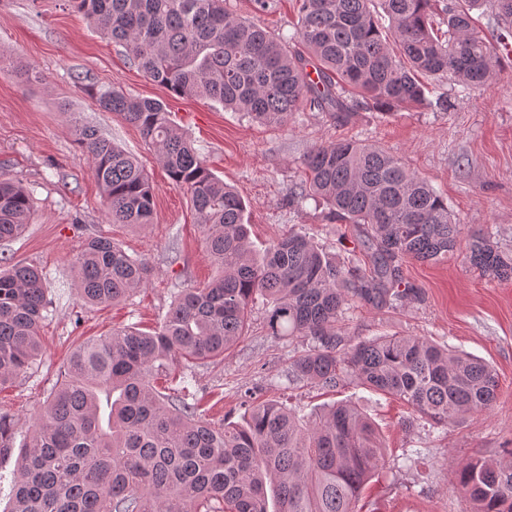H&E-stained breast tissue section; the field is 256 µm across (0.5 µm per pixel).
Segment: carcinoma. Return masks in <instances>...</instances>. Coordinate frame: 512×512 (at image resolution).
<instances>
[{
    "instance_id": "cac0c4a2",
    "label": "carcinoma",
    "mask_w": 512,
    "mask_h": 512,
    "mask_svg": "<svg viewBox=\"0 0 512 512\" xmlns=\"http://www.w3.org/2000/svg\"><path fill=\"white\" fill-rule=\"evenodd\" d=\"M69 2L171 93L276 126L302 106L338 125L370 107L425 101L446 111L448 100L428 99L419 76L468 89L491 83L498 56L472 12L489 9L499 24L505 14L512 18V0H450L441 8L444 31L433 26L438 0H300L290 46L233 15L226 0ZM376 3L386 27L371 9ZM309 66L321 81L309 80ZM96 102L138 127L171 184L189 194L218 274L202 288L181 290L154 331L121 327L76 347L22 445L11 512H360L361 491L385 456L357 408L334 404L304 414L276 401L252 404L247 395L241 421L216 426L188 394L170 396L154 385L172 367L224 358L259 298L269 306L271 335L309 342L289 359L290 382L326 389L357 383L440 426L492 410L498 380L485 362L423 336L348 344L336 331L354 300L382 309L408 298L406 260L440 261L463 241L444 198L400 158L353 140L321 142L304 160L305 187L291 192L292 202L314 196L331 217L356 225L366 258L338 263L296 232L259 258L244 200L206 167L164 102L115 89L98 92ZM77 135L110 222L152 223L153 187L143 165L91 126ZM31 213L28 189L0 180V241L21 237ZM465 241L473 268L512 278L511 254L480 232ZM74 265L80 298L90 305L124 301L149 276L145 261L102 235L85 241ZM47 310L37 265H0V386L40 356ZM12 448L11 420L0 414V456ZM507 454L505 464L476 458L459 465L473 512H512V450Z\"/></svg>"
}]
</instances>
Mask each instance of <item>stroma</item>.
<instances>
[{"instance_id":"1","label":"stroma","mask_w":512,"mask_h":512,"mask_svg":"<svg viewBox=\"0 0 512 512\" xmlns=\"http://www.w3.org/2000/svg\"><path fill=\"white\" fill-rule=\"evenodd\" d=\"M229 7L285 39L295 31L299 0H275L265 12L256 11L253 0H230ZM500 62L497 78L471 91L447 79L425 78L430 94L447 95L444 112L362 110L337 125L304 106L287 125L274 127L209 100L169 93L68 0H0V176L21 181L33 202L25 235L0 241V260L39 266L49 301L40 356L0 387V413L14 423L15 444L29 435L77 345L127 325L155 329L180 290L205 286L215 274L188 195L172 186L137 127L98 107L96 93L115 88L163 101L210 170L244 199L256 250L293 230L337 262L360 255L355 226L329 221L325 207L314 200L299 208L288 203L290 191L304 180L303 159L311 147L349 138L398 156L447 201L466 231L490 234L501 250L512 253V57L501 56ZM78 123L97 128L147 170L155 203L147 228L110 223L91 158L76 139ZM94 235L110 237L148 264L146 285L124 302L90 306L79 298L72 263ZM403 278L412 293L396 308L347 306L339 322L343 336L352 341L425 336L482 359L499 379L491 411L473 413L457 425L433 426L411 420L409 408L396 397L356 383L333 392L289 383L288 359L304 345L272 336L268 308L259 301L224 361L159 376L156 385L166 393L194 394L200 414L217 424L240 420L248 394L307 412L333 401L351 402L372 420L386 445L384 466L362 492V512H469L458 463L500 459L512 448V280L479 275L461 249L439 263L405 261ZM411 448L418 457L404 461Z\"/></svg>"}]
</instances>
